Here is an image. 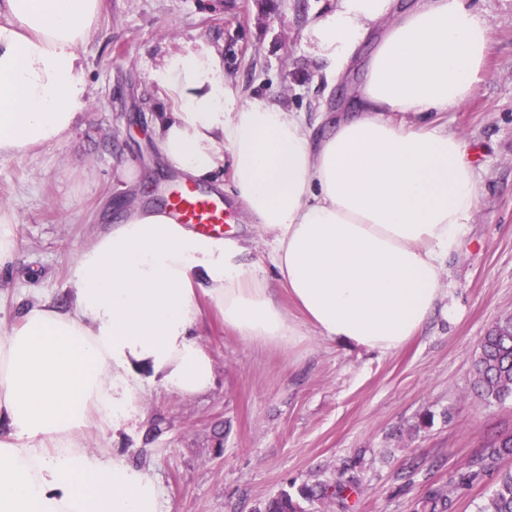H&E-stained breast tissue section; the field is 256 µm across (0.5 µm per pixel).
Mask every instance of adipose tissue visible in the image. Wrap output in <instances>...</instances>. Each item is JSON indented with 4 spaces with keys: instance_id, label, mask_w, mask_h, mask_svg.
<instances>
[{
    "instance_id": "1",
    "label": "adipose tissue",
    "mask_w": 512,
    "mask_h": 512,
    "mask_svg": "<svg viewBox=\"0 0 512 512\" xmlns=\"http://www.w3.org/2000/svg\"><path fill=\"white\" fill-rule=\"evenodd\" d=\"M100 0H0V157L57 143L87 106L79 49ZM350 112L314 136L303 113L238 103L217 60L190 53L157 74L177 105L154 133L164 161L198 180L231 159L249 223L326 339L382 354L421 335L440 298L444 259L478 209L465 141L438 130L460 106L490 46L465 0H336L306 35L337 76L372 24ZM241 247L201 236L168 211L130 206L81 251L70 300L22 308L0 336V512H164L157 485L123 460L87 453L90 411L125 416L142 376L183 396L207 392L211 356L191 334L204 294L240 336L293 342L292 326Z\"/></svg>"
}]
</instances>
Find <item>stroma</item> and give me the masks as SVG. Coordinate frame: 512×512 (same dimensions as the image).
I'll use <instances>...</instances> for the list:
<instances>
[{
  "label": "stroma",
  "mask_w": 512,
  "mask_h": 512,
  "mask_svg": "<svg viewBox=\"0 0 512 512\" xmlns=\"http://www.w3.org/2000/svg\"><path fill=\"white\" fill-rule=\"evenodd\" d=\"M489 21L492 40L469 98L437 124L469 142L480 175L476 214L444 263L441 301L422 336L380 354L321 337L276 280L268 237L248 223L218 177L225 240L259 265L300 335L276 345L228 328L198 296L193 335L210 354L214 384L183 397L147 381L129 415L93 419L81 436L91 453L121 458L152 477L171 512H255L291 483L335 480L355 462L357 494L309 512H421L431 488L449 487L482 448L512 434V401L481 400L472 359L487 329L512 314V0H466ZM336 0H103L80 48L88 104L61 142L0 158V210L15 226L0 301H65L72 260L115 219L117 200L149 190L162 201L181 183L161 179L155 121L174 102L158 84L166 59L217 58L238 100L269 97L308 125L336 115L341 86L357 88V51L328 78L305 32Z\"/></svg>",
  "instance_id": "35a3bbf8"
}]
</instances>
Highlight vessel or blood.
<instances>
[{
	"label": "vessel or blood",
	"instance_id": "obj_1",
	"mask_svg": "<svg viewBox=\"0 0 512 512\" xmlns=\"http://www.w3.org/2000/svg\"><path fill=\"white\" fill-rule=\"evenodd\" d=\"M166 207L178 223L192 225L203 235L224 234V201L220 196L202 193L186 184L168 200Z\"/></svg>",
	"mask_w": 512,
	"mask_h": 512
}]
</instances>
